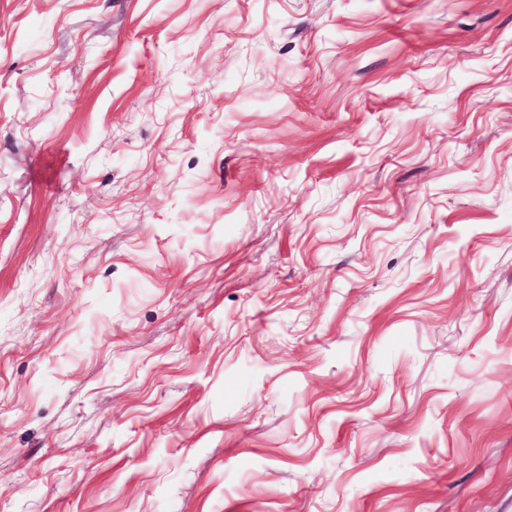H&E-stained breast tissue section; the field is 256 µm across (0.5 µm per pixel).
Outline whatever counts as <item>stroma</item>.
<instances>
[{
  "label": "stroma",
  "mask_w": 512,
  "mask_h": 512,
  "mask_svg": "<svg viewBox=\"0 0 512 512\" xmlns=\"http://www.w3.org/2000/svg\"><path fill=\"white\" fill-rule=\"evenodd\" d=\"M0 512H512V0H0Z\"/></svg>",
  "instance_id": "35a3bbf8"
}]
</instances>
